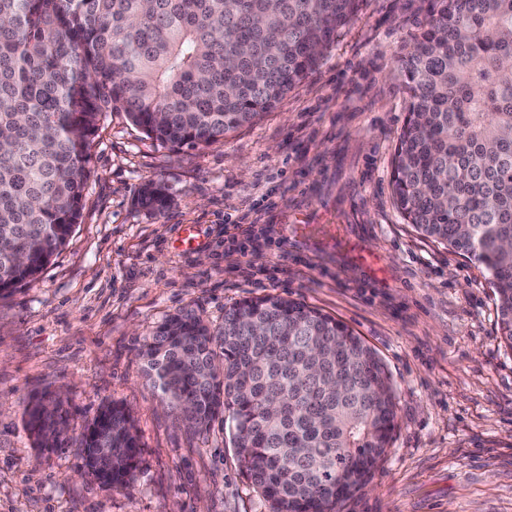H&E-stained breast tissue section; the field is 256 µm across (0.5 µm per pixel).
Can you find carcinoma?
Here are the masks:
<instances>
[{
  "instance_id": "1",
  "label": "carcinoma",
  "mask_w": 512,
  "mask_h": 512,
  "mask_svg": "<svg viewBox=\"0 0 512 512\" xmlns=\"http://www.w3.org/2000/svg\"><path fill=\"white\" fill-rule=\"evenodd\" d=\"M401 59L407 117L395 202L426 238L476 261L512 348V0H428ZM359 0H0V292L34 281L81 223L95 140L126 114L162 145L204 149L253 124L317 66ZM159 182L138 203L170 205ZM179 425H234L269 512H340L395 428L389 377L345 323L280 295L211 327L183 308L141 347ZM39 448L68 444L61 403L26 410ZM103 486L132 483L141 442L123 405L79 438Z\"/></svg>"
}]
</instances>
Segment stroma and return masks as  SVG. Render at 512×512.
Returning a JSON list of instances; mask_svg holds the SVG:
<instances>
[{"label": "stroma", "instance_id": "1", "mask_svg": "<svg viewBox=\"0 0 512 512\" xmlns=\"http://www.w3.org/2000/svg\"><path fill=\"white\" fill-rule=\"evenodd\" d=\"M427 4L360 0L308 78L224 143L165 146L108 116L68 245L0 295V512H268L231 420L185 430L138 358L167 315L193 307L218 324L266 294L343 321L389 376V448L342 512H512V349L494 290L407 224L391 185L408 100L399 60ZM158 178L172 202L155 214L136 198ZM186 224L196 246L181 243ZM45 394L61 397L66 447H36L25 426ZM114 402L142 444L126 490L86 475L78 448Z\"/></svg>", "mask_w": 512, "mask_h": 512}]
</instances>
